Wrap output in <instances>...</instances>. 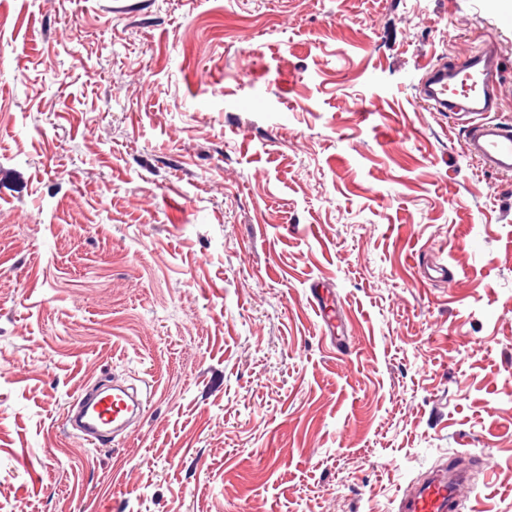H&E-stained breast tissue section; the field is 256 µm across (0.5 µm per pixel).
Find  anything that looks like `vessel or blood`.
Masks as SVG:
<instances>
[{
  "mask_svg": "<svg viewBox=\"0 0 512 512\" xmlns=\"http://www.w3.org/2000/svg\"><path fill=\"white\" fill-rule=\"evenodd\" d=\"M501 94L502 61L489 45L458 56L452 64L427 66L420 81L424 104L433 111L466 118L464 153L486 171L508 178L512 176V121L497 115ZM309 292V305L321 317L326 335H335L333 298L316 285ZM75 404L72 427L97 442L128 429L144 411L137 392L118 386L81 393ZM468 486L459 460L451 459L410 492L400 512H456Z\"/></svg>",
  "mask_w": 512,
  "mask_h": 512,
  "instance_id": "obj_1",
  "label": "vessel or blood"
}]
</instances>
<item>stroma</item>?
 I'll use <instances>...</instances> for the list:
<instances>
[{
    "instance_id": "1",
    "label": "stroma",
    "mask_w": 512,
    "mask_h": 512,
    "mask_svg": "<svg viewBox=\"0 0 512 512\" xmlns=\"http://www.w3.org/2000/svg\"><path fill=\"white\" fill-rule=\"evenodd\" d=\"M1 14L0 512H398L460 453L512 512V178L416 90L491 44L512 117V0ZM112 379L136 431L69 432ZM310 296H308V302L311 309L320 316L325 325V334L331 338L338 336L336 333V313L334 299L330 296V293L326 291L324 294V288H320L318 285L311 286L309 288ZM336 335V336H335Z\"/></svg>"
}]
</instances>
